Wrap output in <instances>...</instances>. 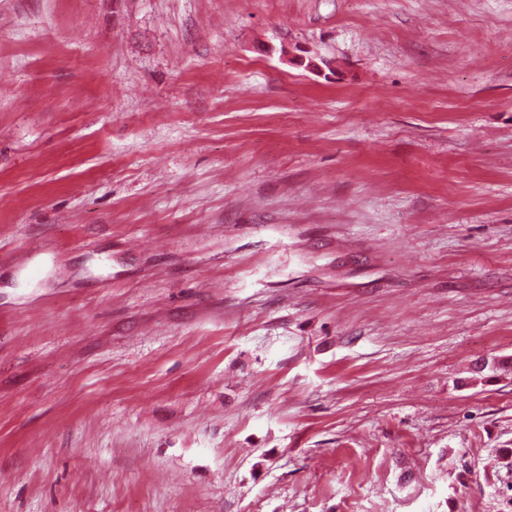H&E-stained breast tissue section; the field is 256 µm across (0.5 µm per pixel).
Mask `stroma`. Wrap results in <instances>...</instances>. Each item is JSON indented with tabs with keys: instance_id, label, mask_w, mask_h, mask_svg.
Here are the masks:
<instances>
[{
	"instance_id": "1",
	"label": "stroma",
	"mask_w": 512,
	"mask_h": 512,
	"mask_svg": "<svg viewBox=\"0 0 512 512\" xmlns=\"http://www.w3.org/2000/svg\"><path fill=\"white\" fill-rule=\"evenodd\" d=\"M504 361L512 0H0V512H512Z\"/></svg>"
}]
</instances>
